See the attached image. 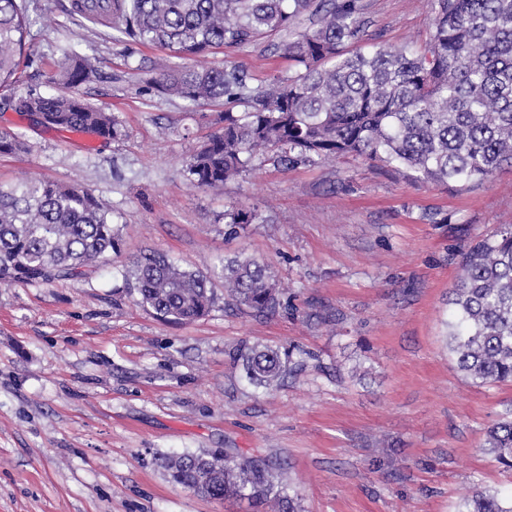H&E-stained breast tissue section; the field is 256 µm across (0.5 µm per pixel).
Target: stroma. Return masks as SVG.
<instances>
[{
  "mask_svg": "<svg viewBox=\"0 0 512 512\" xmlns=\"http://www.w3.org/2000/svg\"><path fill=\"white\" fill-rule=\"evenodd\" d=\"M364 2L358 46L429 41L428 0ZM68 8L30 0L24 84L47 91L64 52L98 58L80 91L120 133L47 130L0 103V130L28 143L0 154V185L85 187L123 244L83 274L0 285V512H253L198 496L158 465L215 449L265 460L300 512H456L469 491L512 493V472L485 448L488 428L512 414V384L465 381L447 346L460 255L512 224V170L439 186L345 155L195 187L184 169L223 127V102L157 91L163 50L116 42ZM261 51L209 60L242 65L257 84L287 75L283 52ZM230 208L265 221L226 236ZM150 252L213 276L208 315L165 322L136 303L127 272ZM236 256L276 275L286 301L275 314L225 308L221 267ZM254 345L305 357L266 390L233 358Z\"/></svg>",
  "mask_w": 512,
  "mask_h": 512,
  "instance_id": "obj_1",
  "label": "stroma"
}]
</instances>
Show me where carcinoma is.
<instances>
[{
    "mask_svg": "<svg viewBox=\"0 0 512 512\" xmlns=\"http://www.w3.org/2000/svg\"><path fill=\"white\" fill-rule=\"evenodd\" d=\"M429 42L374 46L350 53L361 32L363 0H73L74 13L112 28L123 43L148 44L193 60L160 62L152 84L191 102L224 101V127L197 149L187 179L218 188L272 162L288 166L355 155L393 165L409 180L446 186L476 183L512 167V0H429ZM308 16L311 27L299 29ZM27 0H0V88L22 84L31 61ZM285 33L294 70L253 86L237 64L207 61L214 49L242 48ZM99 59L64 53L49 82L10 99L48 130L118 136L114 117L88 103L79 88L98 75ZM25 148L0 130V153ZM260 219L256 210L224 211L232 236ZM122 238L96 196L79 185L29 181L0 188V284L48 282L121 252ZM449 304L448 352L474 384L512 383V224H503L462 257ZM227 304L257 313L283 305L268 265L253 258L225 261ZM141 305L169 322L194 321L215 304L212 278L155 253L129 271ZM246 377L273 388L291 371V351L239 350ZM485 447L512 471V419L486 432ZM170 480L210 499L246 500L267 512H296L295 498L260 459L217 450L165 457ZM456 512H512V497L486 491L463 498Z\"/></svg>",
    "mask_w": 512,
    "mask_h": 512,
    "instance_id": "obj_1",
    "label": "carcinoma"
}]
</instances>
